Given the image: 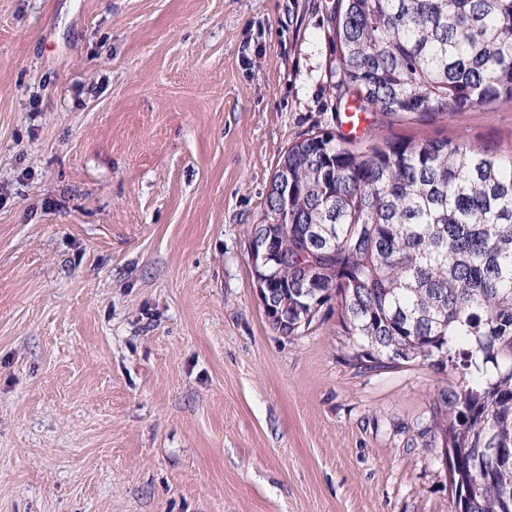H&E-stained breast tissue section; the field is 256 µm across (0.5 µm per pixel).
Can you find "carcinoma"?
Instances as JSON below:
<instances>
[{
	"label": "carcinoma",
	"mask_w": 512,
	"mask_h": 512,
	"mask_svg": "<svg viewBox=\"0 0 512 512\" xmlns=\"http://www.w3.org/2000/svg\"><path fill=\"white\" fill-rule=\"evenodd\" d=\"M340 82L386 114H458L512 99V0H338ZM259 266L288 324L336 300L346 360L376 370L448 364L427 432L452 454V512H512V150L464 140L361 151L314 133L288 147Z\"/></svg>",
	"instance_id": "cac0c4a2"
}]
</instances>
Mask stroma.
I'll list each match as a JSON object with an SVG mask.
<instances>
[{
    "mask_svg": "<svg viewBox=\"0 0 512 512\" xmlns=\"http://www.w3.org/2000/svg\"><path fill=\"white\" fill-rule=\"evenodd\" d=\"M337 0H0V512H451L454 375L269 324L249 242L341 133ZM355 148L512 149V100L367 112Z\"/></svg>",
    "mask_w": 512,
    "mask_h": 512,
    "instance_id": "35a3bbf8",
    "label": "stroma"
}]
</instances>
